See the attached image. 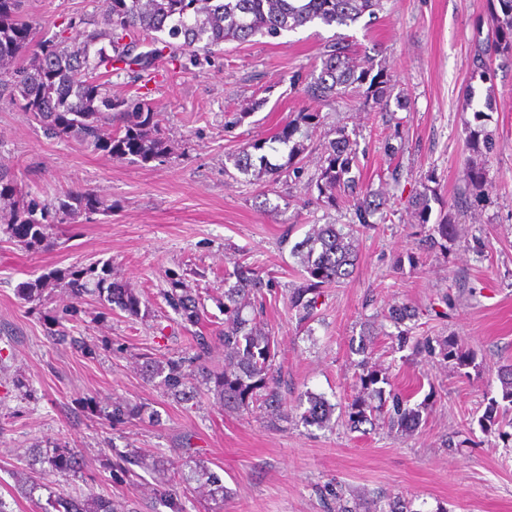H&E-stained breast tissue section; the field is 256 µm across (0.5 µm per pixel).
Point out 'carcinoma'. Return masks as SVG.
Instances as JSON below:
<instances>
[{
  "label": "carcinoma",
  "mask_w": 512,
  "mask_h": 512,
  "mask_svg": "<svg viewBox=\"0 0 512 512\" xmlns=\"http://www.w3.org/2000/svg\"><path fill=\"white\" fill-rule=\"evenodd\" d=\"M107 30L91 32L74 29L68 22L50 41L36 43L30 26L20 16L21 0H0V93L9 92L23 101L27 115L46 133L61 141L78 138L115 160L148 163L165 157L168 140L159 126V114L142 98L130 103L110 93L102 78L129 71L148 73L164 52L172 58H186L195 64L200 55L224 49V42H246L260 35L278 37L306 26H350L367 14L370 18L382 11V0H106ZM490 23L493 38L475 44L472 74L487 81L496 70L512 66V0H490ZM108 38L109 47L99 45ZM143 46L145 50L134 53ZM352 44L348 36L338 34L320 53V66L304 78L303 91L314 103H323L347 93L349 88L367 85L365 99L385 104L390 97V79L384 70L360 72L350 65ZM320 123V112L304 109L296 113L269 140L243 144L225 156V163L248 179L261 170L278 178L282 168L271 164L263 154L266 145L278 144L288 149V178L302 181L304 171L294 159L304 150L307 130ZM357 141L345 128L336 129V138L328 141L317 176L306 184L308 198L303 204L334 207L340 200L353 210L350 224H321L294 247L304 268L302 282L289 290L288 307L299 322L314 320L318 298L323 289L349 279L359 257L354 236L360 229L374 224L373 218L386 205L380 193L363 183L358 169ZM466 182L476 194L483 191L482 168L467 166ZM432 197L425 192L411 195L407 207L427 223ZM0 202L6 210L0 215V231L24 250H44L55 244L54 226L66 223L70 215L83 211L95 213L101 201L92 192L70 189L65 199L55 203L41 200L23 188L17 176L0 168ZM456 225L446 221L435 225L433 232L419 240L426 251L448 252V243L456 242ZM205 277L197 269L169 274L168 288L161 292L164 303L178 317L177 324L198 326L205 316V306L196 291L186 284V276ZM224 284V331L219 336L198 334L192 337L191 352L176 359L150 350L139 354L141 370L147 380L177 403L196 400L200 387L240 414L263 412L268 426L288 419V408L280 392L277 365L278 343L261 326L256 315L266 295L278 287L274 277L252 264L239 263L227 273ZM65 291L72 305L61 314L45 319L47 335L58 344L87 350L82 337L73 334L68 324L76 321L80 305L95 297L109 311H120L130 318L151 316L149 300L126 283L111 280L107 267L92 263L44 274L22 283L18 294L22 300L41 303L46 291ZM251 309L252 315L244 314ZM416 316L406 306H393L386 318L399 331L394 335L398 348L412 354L439 352L442 359L459 368L477 367L475 352L463 348L455 336L436 340L412 337L411 328L401 325ZM224 346V364L211 359L213 343ZM356 374L358 394L346 406L347 422L356 431L362 426L381 422L388 430L412 433L422 422V409L410 406V397L391 388L389 376L359 363ZM501 399H489L478 419L481 430L512 445V419L500 418V410H512V365L498 372ZM92 413L112 425L134 424L144 420L143 403L114 401L105 406L88 402ZM296 408L306 426L322 427L331 419L333 406L321 395L309 393ZM31 474L18 479L20 493L33 496L39 488H50L48 476L75 477L82 472L79 451L65 442L35 444L27 449ZM151 473L155 480L152 495L166 512H186L185 491L196 492L214 506L224 504V482L201 461L188 469H174L161 457L147 460L134 448L112 447V476L119 482L142 480L138 470ZM325 499L336 503V512H356L349 506L342 488L330 484L322 489ZM41 512H130L119 501H109L93 494L83 499L67 498L49 492Z\"/></svg>",
  "instance_id": "obj_1"
}]
</instances>
